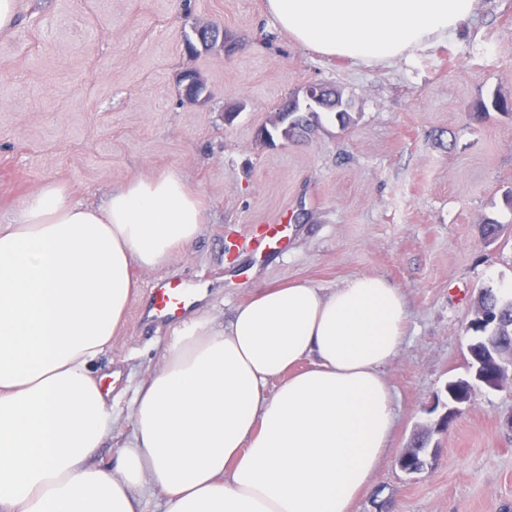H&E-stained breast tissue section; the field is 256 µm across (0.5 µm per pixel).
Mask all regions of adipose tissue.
<instances>
[{
  "label": "adipose tissue",
  "mask_w": 512,
  "mask_h": 512,
  "mask_svg": "<svg viewBox=\"0 0 512 512\" xmlns=\"http://www.w3.org/2000/svg\"><path fill=\"white\" fill-rule=\"evenodd\" d=\"M476 0H265L290 39L390 63L450 36ZM175 171L97 207L50 183L0 224V512H354L395 423L385 370L405 293L376 275L257 290L229 324L178 321L130 408L116 469L97 463L112 404L93 362L137 284L200 232Z\"/></svg>",
  "instance_id": "adipose-tissue-1"
}]
</instances>
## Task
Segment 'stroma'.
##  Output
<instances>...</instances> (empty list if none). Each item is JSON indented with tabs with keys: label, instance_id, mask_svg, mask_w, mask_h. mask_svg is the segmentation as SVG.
Masks as SVG:
<instances>
[{
	"label": "stroma",
	"instance_id": "35a3bbf8",
	"mask_svg": "<svg viewBox=\"0 0 512 512\" xmlns=\"http://www.w3.org/2000/svg\"><path fill=\"white\" fill-rule=\"evenodd\" d=\"M195 22L222 28L226 50L187 53ZM187 69L203 76L204 103L182 101ZM309 84L352 96L350 124L261 141L275 108ZM494 92L512 97V0H478L453 36L370 65L296 45L264 0H18L0 33V224L50 183L98 204L170 170L203 204L193 241L134 268L126 319L94 362L115 377L98 461L119 464L135 391L169 340L171 323L141 315L156 279L204 285L199 309L225 322L262 288L377 275L404 291L408 319L387 372L391 451L355 512L384 498L394 512H512V390L482 392L436 435L433 469L409 476L396 464L431 422L435 393L468 373L464 326L480 290L512 281V118L472 116ZM490 218L503 226L491 242ZM271 224L279 244L252 252Z\"/></svg>",
	"mask_w": 512,
	"mask_h": 512
}]
</instances>
